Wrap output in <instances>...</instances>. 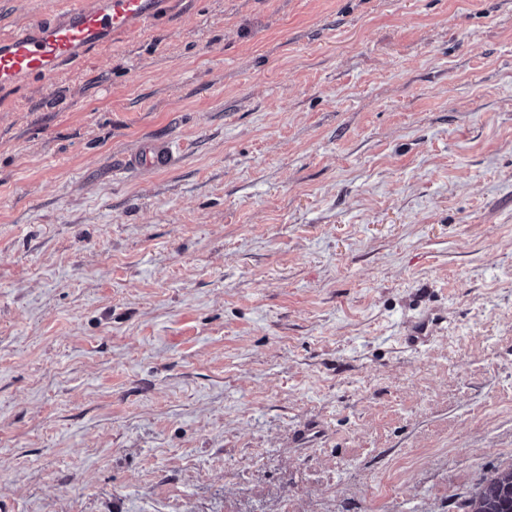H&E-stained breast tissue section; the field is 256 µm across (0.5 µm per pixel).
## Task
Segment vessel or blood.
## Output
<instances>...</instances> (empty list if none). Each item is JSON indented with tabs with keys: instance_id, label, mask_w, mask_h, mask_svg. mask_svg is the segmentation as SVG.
I'll use <instances>...</instances> for the list:
<instances>
[{
	"instance_id": "obj_1",
	"label": "vessel or blood",
	"mask_w": 512,
	"mask_h": 512,
	"mask_svg": "<svg viewBox=\"0 0 512 512\" xmlns=\"http://www.w3.org/2000/svg\"><path fill=\"white\" fill-rule=\"evenodd\" d=\"M165 0H86L56 14L46 13L15 34L0 38V88L13 89L56 74L90 50L110 44L114 35L133 34L161 15ZM169 148L147 143L131 154L139 169L168 163Z\"/></svg>"
}]
</instances>
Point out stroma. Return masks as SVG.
I'll list each match as a JSON object with an SVG mask.
<instances>
[{
  "mask_svg": "<svg viewBox=\"0 0 512 512\" xmlns=\"http://www.w3.org/2000/svg\"><path fill=\"white\" fill-rule=\"evenodd\" d=\"M511 466L512 0H173L0 90V512H466ZM169 158L168 146L161 143H145L131 154L130 164L133 168L149 167L154 170L167 165Z\"/></svg>",
  "mask_w": 512,
  "mask_h": 512,
  "instance_id": "stroma-1",
  "label": "stroma"
}]
</instances>
